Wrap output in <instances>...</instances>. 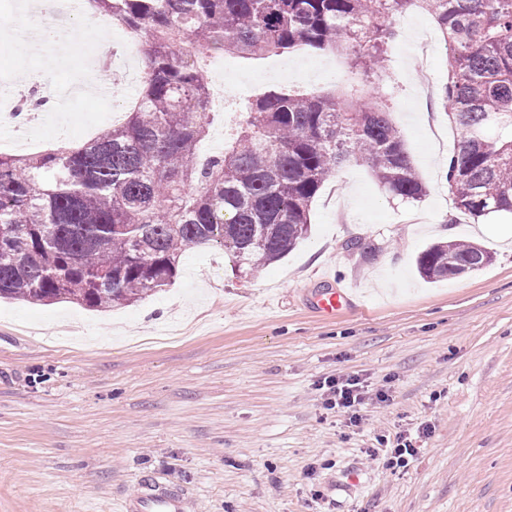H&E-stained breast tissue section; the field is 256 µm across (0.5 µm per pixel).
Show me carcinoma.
<instances>
[{
	"label": "carcinoma",
	"instance_id": "carcinoma-1",
	"mask_svg": "<svg viewBox=\"0 0 512 512\" xmlns=\"http://www.w3.org/2000/svg\"><path fill=\"white\" fill-rule=\"evenodd\" d=\"M147 41L142 91L119 124L79 148L0 152V299L108 309L171 285L181 255L216 245L242 272L279 261L310 232L312 204L345 163L368 160L395 199L426 193L403 138L355 89L325 97L272 87L205 161L206 53L256 59L299 49L343 52L384 69L394 18L435 20L448 55L440 104L460 131L446 178L454 207L477 223L512 214V0H92ZM493 255L438 242L416 258L428 280L479 270Z\"/></svg>",
	"mask_w": 512,
	"mask_h": 512
}]
</instances>
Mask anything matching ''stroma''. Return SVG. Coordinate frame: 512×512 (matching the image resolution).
Returning a JSON list of instances; mask_svg holds the SVG:
<instances>
[{"mask_svg": "<svg viewBox=\"0 0 512 512\" xmlns=\"http://www.w3.org/2000/svg\"><path fill=\"white\" fill-rule=\"evenodd\" d=\"M396 27L379 74H352L336 55L320 78L323 54L297 50L227 54L214 76L241 99L270 86L283 62L296 87L379 88L422 199H389L353 160L318 193L309 237L251 275L210 246L187 252L164 290L109 311L0 302V512H110L143 473L180 488L184 512H512V217L455 216L446 172L458 131L428 110L403 51L428 32L439 87L445 46L426 12L407 10ZM46 58L0 38V88L34 85L45 97L85 63ZM99 67L112 98L43 111L27 141L0 126V150L80 145L110 127L113 107L138 96L142 69L122 51ZM451 236L492 262L424 281L416 254ZM357 238L371 254L349 249ZM328 288L348 298L332 317L315 310ZM354 374L387 395L356 425L326 409L318 388ZM401 435L420 448L407 467L368 459Z\"/></svg>", "mask_w": 512, "mask_h": 512, "instance_id": "1", "label": "stroma"}]
</instances>
